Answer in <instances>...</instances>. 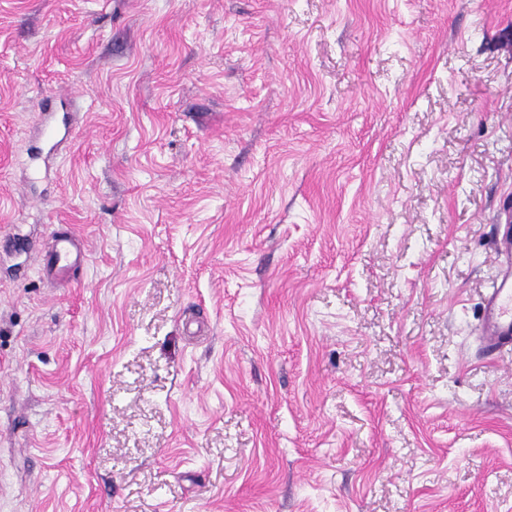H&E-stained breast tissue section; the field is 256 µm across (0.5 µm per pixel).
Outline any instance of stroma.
<instances>
[{
    "mask_svg": "<svg viewBox=\"0 0 512 512\" xmlns=\"http://www.w3.org/2000/svg\"><path fill=\"white\" fill-rule=\"evenodd\" d=\"M508 203L512 0H0V512H512ZM497 277L485 298L480 340L490 352L512 348V225L496 241ZM45 256L58 285L65 288L74 281V272L83 262V247L78 251L75 237L70 234L50 232L44 243Z\"/></svg>",
    "mask_w": 512,
    "mask_h": 512,
    "instance_id": "35a3bbf8",
    "label": "stroma"
}]
</instances>
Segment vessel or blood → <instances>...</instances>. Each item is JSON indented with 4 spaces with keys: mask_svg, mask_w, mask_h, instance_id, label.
<instances>
[{
    "mask_svg": "<svg viewBox=\"0 0 512 512\" xmlns=\"http://www.w3.org/2000/svg\"><path fill=\"white\" fill-rule=\"evenodd\" d=\"M47 263L61 287L70 286L83 260L73 235L50 232L44 244ZM497 277L485 298L480 339L492 352L512 348V225H504L496 241Z\"/></svg>",
    "mask_w": 512,
    "mask_h": 512,
    "instance_id": "1",
    "label": "vessel or blood"
}]
</instances>
